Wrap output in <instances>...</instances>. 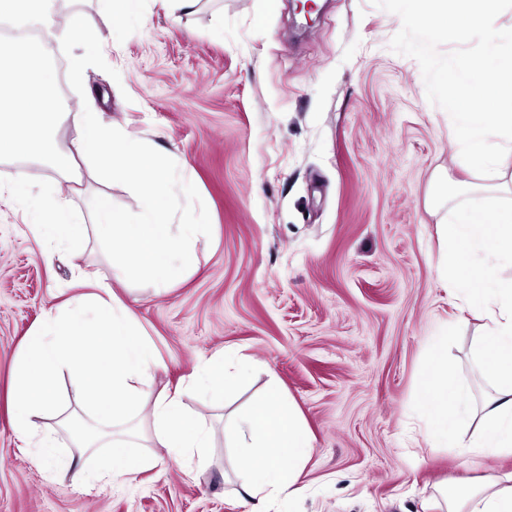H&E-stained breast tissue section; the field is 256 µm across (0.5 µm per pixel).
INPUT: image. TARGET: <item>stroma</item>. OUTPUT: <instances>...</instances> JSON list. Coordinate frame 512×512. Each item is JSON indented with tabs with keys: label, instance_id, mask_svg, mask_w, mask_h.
<instances>
[{
	"label": "stroma",
	"instance_id": "35a3bbf8",
	"mask_svg": "<svg viewBox=\"0 0 512 512\" xmlns=\"http://www.w3.org/2000/svg\"><path fill=\"white\" fill-rule=\"evenodd\" d=\"M79 11L111 32L110 68H87L84 94L67 87L64 19ZM49 48L70 117L60 146L77 137L83 107L170 156L193 181L212 224L196 260L167 289L131 284L96 236L81 252L41 243L8 187L26 172L34 194L54 196L48 166L0 161V512H243L234 494V451L224 422L269 384L306 422L313 446L306 496L274 512H423L436 482L512 472V457L434 448L412 411L429 338L460 325L451 353L475 401L491 388L473 362L484 330L439 276L437 177L474 181L448 151L453 124L432 105L418 62L391 51L397 15L370 0H319L298 30L296 0L264 13L263 0H143L139 15L110 21L100 0H58ZM74 219L91 224L104 194L131 211L125 186L80 162ZM111 283L166 364L148 396L182 386L220 350L246 358L250 378L188 411L214 429L205 466L154 449L156 466L124 483L79 486L72 464L96 468L104 451L76 447L60 427L45 458L20 438L8 412L24 336L52 306L79 293L80 271Z\"/></svg>",
	"mask_w": 512,
	"mask_h": 512
}]
</instances>
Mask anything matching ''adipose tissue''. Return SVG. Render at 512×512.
<instances>
[{
    "mask_svg": "<svg viewBox=\"0 0 512 512\" xmlns=\"http://www.w3.org/2000/svg\"><path fill=\"white\" fill-rule=\"evenodd\" d=\"M55 16V0H0L1 18L21 17L49 29ZM12 192L28 202L39 240L83 246L87 228L74 222L68 204L31 196L23 176ZM85 284L88 293L49 312L17 355L11 382L15 432L31 436L37 415L63 427L70 424L58 404L57 380L65 373L77 384L83 405L104 422L116 424L115 429L97 428L77 440L82 448L108 449L103 474L110 482L128 481L148 469V451L156 446L193 459L196 451L210 446V428L184 410L180 391L146 398L143 386L162 366L153 341L109 284L92 277ZM232 430L240 477L236 493L248 512H267L269 503L282 494L303 496L312 436L278 386H271L237 417ZM284 459L292 461L291 469L281 468ZM431 506L434 512H512V475L443 483Z\"/></svg>",
    "mask_w": 512,
    "mask_h": 512,
    "instance_id": "1",
    "label": "adipose tissue"
}]
</instances>
